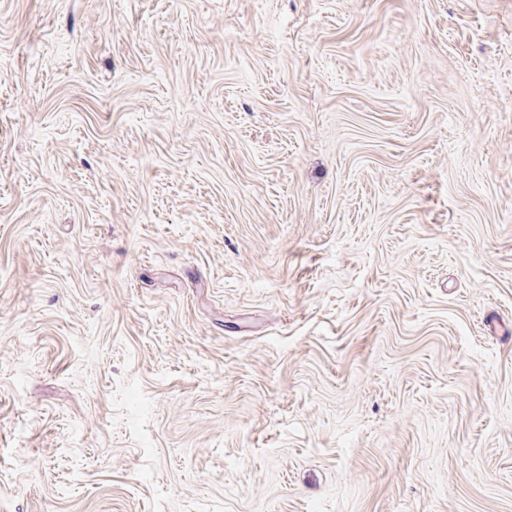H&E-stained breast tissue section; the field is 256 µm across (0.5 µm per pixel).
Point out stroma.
Listing matches in <instances>:
<instances>
[{
	"label": "stroma",
	"instance_id": "35a3bbf8",
	"mask_svg": "<svg viewBox=\"0 0 512 512\" xmlns=\"http://www.w3.org/2000/svg\"><path fill=\"white\" fill-rule=\"evenodd\" d=\"M0 512H512V0H0Z\"/></svg>",
	"mask_w": 512,
	"mask_h": 512
}]
</instances>
